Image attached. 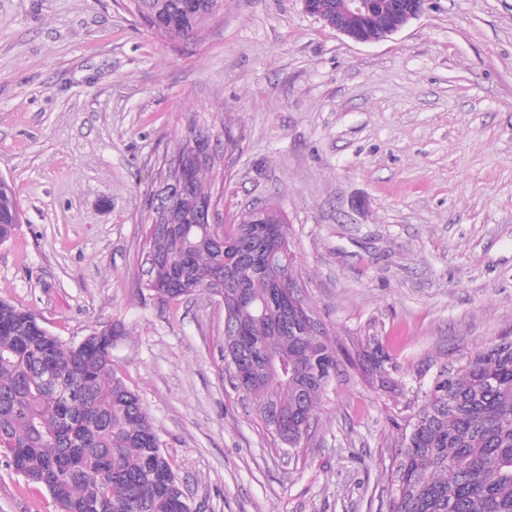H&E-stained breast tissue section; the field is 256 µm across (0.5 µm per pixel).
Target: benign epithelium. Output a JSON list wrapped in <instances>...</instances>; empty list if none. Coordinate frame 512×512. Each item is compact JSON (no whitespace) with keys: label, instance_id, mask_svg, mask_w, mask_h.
<instances>
[{"label":"benign epithelium","instance_id":"7a95c632","mask_svg":"<svg viewBox=\"0 0 512 512\" xmlns=\"http://www.w3.org/2000/svg\"><path fill=\"white\" fill-rule=\"evenodd\" d=\"M426 0H336L337 33L359 43L383 41L399 32L408 22L419 17L425 8ZM380 14L384 23L377 27L376 35L369 40L365 37L367 22ZM222 141L214 133H202L192 140L189 151L196 159L203 160L219 152ZM181 184H163L159 186V197L152 209V223L157 224L168 216V209L162 203L179 194ZM218 202L197 207L193 216L196 224H216Z\"/></svg>","mask_w":512,"mask_h":512}]
</instances>
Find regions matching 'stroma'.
<instances>
[{
    "label": "stroma",
    "mask_w": 512,
    "mask_h": 512,
    "mask_svg": "<svg viewBox=\"0 0 512 512\" xmlns=\"http://www.w3.org/2000/svg\"><path fill=\"white\" fill-rule=\"evenodd\" d=\"M239 147L212 181L229 219L288 218L305 298L341 352L376 336L406 387L342 362L284 454L224 375V307L139 288L145 194L186 116ZM0 176L22 222L0 299L70 343L122 322L114 366L203 512H390L397 422L434 361L512 330V0H427L357 43L302 0H224L156 37L119 0H0ZM0 512H59L0 458Z\"/></svg>",
    "instance_id": "obj_1"
}]
</instances>
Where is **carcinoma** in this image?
Returning a JSON list of instances; mask_svg holds the SVG:
<instances>
[{"instance_id":"cac0c4a2","label":"carcinoma","mask_w":512,"mask_h":512,"mask_svg":"<svg viewBox=\"0 0 512 512\" xmlns=\"http://www.w3.org/2000/svg\"><path fill=\"white\" fill-rule=\"evenodd\" d=\"M124 0L162 38L190 39L222 0ZM192 167L187 198L216 196ZM22 221L14 187L0 178V239ZM153 260L141 286L179 303L206 294L224 304V369L272 437L291 452L310 439L319 399L340 360L279 291L297 275L291 229L277 208L247 209L228 224H147L137 261ZM364 372L400 387L397 366L363 349ZM389 475L391 512H512V336L441 363L421 405L398 425ZM0 456L44 487L60 512H181L166 483H181L135 390L113 366L107 339L65 343L34 315L0 299Z\"/></svg>"}]
</instances>
